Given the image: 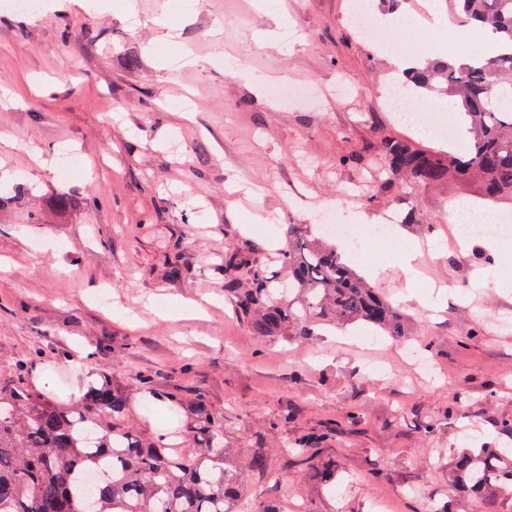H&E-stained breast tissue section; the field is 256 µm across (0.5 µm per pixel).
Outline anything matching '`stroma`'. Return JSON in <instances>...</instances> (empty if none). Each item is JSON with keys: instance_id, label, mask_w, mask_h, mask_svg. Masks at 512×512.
I'll return each mask as SVG.
<instances>
[{"instance_id": "stroma-1", "label": "stroma", "mask_w": 512, "mask_h": 512, "mask_svg": "<svg viewBox=\"0 0 512 512\" xmlns=\"http://www.w3.org/2000/svg\"><path fill=\"white\" fill-rule=\"evenodd\" d=\"M181 2L0 9V379L21 362L30 385L46 374L47 397L72 399L88 390L69 362L82 346L88 371L126 388L131 424L187 451L188 411L166 397L203 398L225 445L266 451L243 512H371L378 498L475 512L446 468L462 449L512 445L499 428L512 420V288L488 250L449 236V205L479 200L480 183L385 187L378 141L416 131L394 118L385 93L401 70L349 25L352 0H277L279 23L255 0ZM283 79L328 95L280 100ZM339 81L349 95H331ZM63 146L80 170L68 183ZM318 205L350 224L416 214L364 273L406 314L404 339L359 326L260 337L236 315L225 253L269 265L286 225Z\"/></svg>"}]
</instances>
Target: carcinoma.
Returning <instances> with one entry per match:
<instances>
[{
    "mask_svg": "<svg viewBox=\"0 0 512 512\" xmlns=\"http://www.w3.org/2000/svg\"><path fill=\"white\" fill-rule=\"evenodd\" d=\"M460 22L498 34L495 54L460 64L450 59L403 72L401 85L421 93L439 88L460 115L470 146L440 156L411 138L377 146L389 185L481 179L484 201L512 199V0H448ZM288 247L277 272L250 268L251 282L231 278L225 290L237 315L257 336L304 340L327 327L364 324L400 340L408 335L399 309L371 287L336 247L306 224L286 225ZM124 388L105 380L84 398L51 401L35 392L19 363L0 383V512H239L247 475L264 469L262 448L224 447V418L197 400L187 435L196 454H181L121 424ZM453 492L500 512L512 502V448L466 449L453 460Z\"/></svg>",
    "mask_w": 512,
    "mask_h": 512,
    "instance_id": "1",
    "label": "carcinoma"
}]
</instances>
